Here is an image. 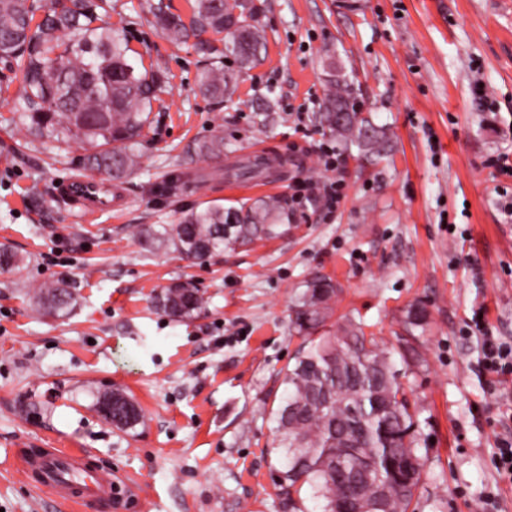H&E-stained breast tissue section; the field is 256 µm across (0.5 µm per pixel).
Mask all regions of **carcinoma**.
Instances as JSON below:
<instances>
[{"label":"carcinoma","mask_w":512,"mask_h":512,"mask_svg":"<svg viewBox=\"0 0 512 512\" xmlns=\"http://www.w3.org/2000/svg\"><path fill=\"white\" fill-rule=\"evenodd\" d=\"M156 25L174 44L192 47L211 60L198 78L201 94L215 100L233 92V75L224 72L223 60L234 57L241 67L259 61L265 37L255 25V7L241 0H195L189 21L168 6L148 4ZM112 0H0V60L15 66L23 93L18 118L29 133L53 142H86L95 151L85 157L87 169L109 179H124L139 164L144 129L150 125L153 101L162 87L159 71H140L129 41L108 21ZM330 90L318 121L349 149L355 145L368 153H381L374 141L362 136L370 121L353 112V118L336 124L339 105L354 107L352 84L328 73ZM205 157L224 156V137L214 135L197 144ZM288 216L284 199L263 198L248 208L224 210L219 204L197 207L178 224H160L145 230L150 246L173 249L180 257L204 260L224 253L238 240L275 233ZM24 258L0 247V270L21 271ZM75 301L71 287L47 282L33 297L36 310L47 315L67 313ZM336 286L317 276L292 307L293 330L303 338L293 361L284 370L285 397L271 411L276 447L286 450L281 486L287 494L307 487L324 502L322 512H336V502L346 495L344 485L330 471L340 456L347 470L367 457L373 476L387 487V495L374 499L371 486L369 512H409L422 482L424 460L414 429L402 372L392 352L374 336L366 335L363 322H331ZM205 303L191 282L164 287L154 305L174 318H189ZM135 413L116 428L126 433L144 425V415L132 397L113 392L114 415L126 406ZM297 415L285 419L289 407ZM365 432L357 446L344 447L352 424Z\"/></svg>","instance_id":"obj_1"}]
</instances>
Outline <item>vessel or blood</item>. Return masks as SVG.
<instances>
[{
  "instance_id": "1",
  "label": "vessel or blood",
  "mask_w": 512,
  "mask_h": 512,
  "mask_svg": "<svg viewBox=\"0 0 512 512\" xmlns=\"http://www.w3.org/2000/svg\"><path fill=\"white\" fill-rule=\"evenodd\" d=\"M57 194L67 200L77 214L91 219L120 208L122 197L116 191H104L101 183L85 176H72L58 183ZM26 477H38V487L53 501L73 507L87 498H107L114 486L111 472L99 471L86 456L67 448L45 449L41 458L17 453Z\"/></svg>"
}]
</instances>
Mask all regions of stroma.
Masks as SVG:
<instances>
[{"label": "stroma", "mask_w": 512, "mask_h": 512, "mask_svg": "<svg viewBox=\"0 0 512 512\" xmlns=\"http://www.w3.org/2000/svg\"><path fill=\"white\" fill-rule=\"evenodd\" d=\"M254 4L266 52L218 103L197 89L202 57L154 27L146 0H112L114 28L164 83L122 210L89 224L56 194L59 178L84 174L89 146L33 138L17 119L20 82L0 62V246L28 261L0 271V512H59L14 465L19 448H69L111 470V508L89 500L80 512H292L270 411L299 343L290 308L317 274L338 288L335 321L362 319L393 353L410 306L427 312L404 380L425 459L415 512H512V482L493 465L512 436V380L480 370L469 330L480 310L512 341V219L499 206L512 178L488 163L512 153V0ZM330 56L391 145L381 159L341 151L340 207L309 202L276 236L203 261L147 248L144 228L189 208L238 209L329 178L316 117ZM216 133L229 152L198 156ZM261 149L283 167L237 176ZM51 279L77 292L65 316L32 305ZM180 281L207 303L176 320L152 299ZM115 389L143 427L103 420L96 400Z\"/></svg>", "instance_id": "35a3bbf8"}]
</instances>
